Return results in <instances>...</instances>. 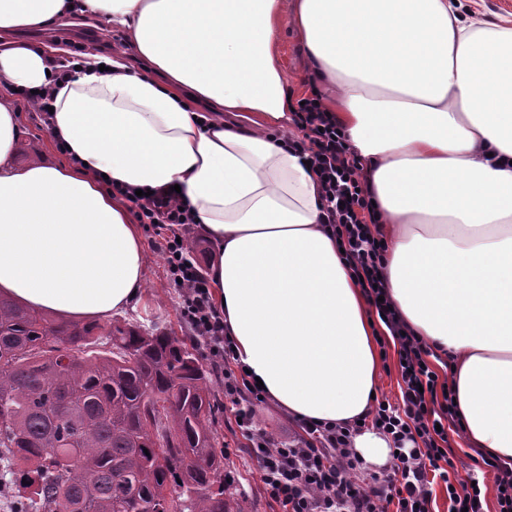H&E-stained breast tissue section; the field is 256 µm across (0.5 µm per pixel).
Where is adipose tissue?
<instances>
[{
  "mask_svg": "<svg viewBox=\"0 0 512 512\" xmlns=\"http://www.w3.org/2000/svg\"><path fill=\"white\" fill-rule=\"evenodd\" d=\"M99 13L142 66L63 73L33 33ZM294 30L367 177L405 321L447 354L471 447L512 459V25L459 0H0V294L67 319L138 301L142 229L113 185L179 191L211 242L239 362L302 423H357L381 357L312 171L274 133ZM53 97L67 163L18 166V96Z\"/></svg>",
  "mask_w": 512,
  "mask_h": 512,
  "instance_id": "adipose-tissue-1",
  "label": "adipose tissue"
}]
</instances>
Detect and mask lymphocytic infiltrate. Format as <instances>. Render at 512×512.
<instances>
[{"instance_id":"1","label":"lymphocytic infiltrate","mask_w":512,"mask_h":512,"mask_svg":"<svg viewBox=\"0 0 512 512\" xmlns=\"http://www.w3.org/2000/svg\"><path fill=\"white\" fill-rule=\"evenodd\" d=\"M318 92L296 105L291 121L298 134L289 146L311 162L325 206L320 223L330 225L344 258L378 322L392 341L400 365V401L378 399L364 426L387 434L395 454L389 468H368L352 448L353 426L303 425L291 442L275 440L256 423V407L266 396L250 379L224 334L208 274L193 258L189 233L196 221L171 194L136 195L113 186L139 223L148 225L172 278L178 279L185 315L224 375L230 417L248 442L267 497L280 512H433L432 486H448V512H484L482 490L461 477L448 444V428H461L452 391L425 361L422 340L388 299L382 269L387 252L377 230L380 214L343 129L320 103Z\"/></svg>"}]
</instances>
